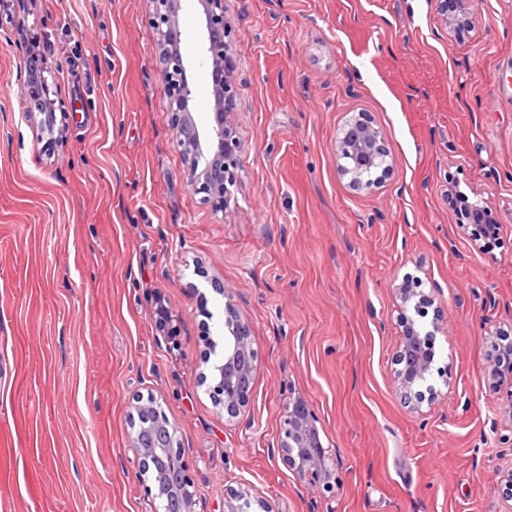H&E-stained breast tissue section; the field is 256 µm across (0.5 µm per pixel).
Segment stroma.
Listing matches in <instances>:
<instances>
[{
	"label": "stroma",
	"mask_w": 512,
	"mask_h": 512,
	"mask_svg": "<svg viewBox=\"0 0 512 512\" xmlns=\"http://www.w3.org/2000/svg\"><path fill=\"white\" fill-rule=\"evenodd\" d=\"M152 17L150 0H0V512H157L131 447L148 394L177 426L195 512L233 490L274 512H512L487 357L512 334V0H473L460 37L438 0H227L241 148L224 214L186 179ZM179 23L204 128L198 0ZM35 40L66 110L51 134L20 93ZM359 113L389 152L371 193L336 165ZM454 183L494 209L491 249L459 226ZM406 276L434 298L424 323L445 324L441 396L417 413L391 364ZM219 284L259 352L231 421L201 382L224 340ZM297 395L340 461L334 492L278 453Z\"/></svg>",
	"instance_id": "1"
}]
</instances>
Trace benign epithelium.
<instances>
[{"mask_svg":"<svg viewBox=\"0 0 512 512\" xmlns=\"http://www.w3.org/2000/svg\"><path fill=\"white\" fill-rule=\"evenodd\" d=\"M443 25L454 31L467 26L471 0H438ZM153 5V23L160 48L161 84L169 100L170 125L176 146L187 163L186 176L194 190L202 195L204 203L215 211L225 212L230 203L227 185L235 179L236 156L241 148L234 123L237 87L236 69L231 64L229 27L226 21L225 0H199L204 16L201 52L210 64L212 88V118L205 130H200L191 114L193 90L188 79L191 63L181 49L179 11L181 0H150ZM52 75L49 58L40 48H27L23 81L20 90L28 104L30 117L38 120L41 129L53 131L56 112L62 107L54 98L48 77ZM336 164L339 175L354 191H372L378 179L372 174L386 170L388 151L382 130L363 114L349 118L336 138ZM458 215L460 226L471 230L473 240L492 237L498 230L490 206L472 200L458 187L448 189ZM216 291L224 296V330L231 339L224 343V359L202 375L213 403L222 409L228 420L237 418L249 400L258 351L248 323L233 304V293L220 285ZM398 301V316L403 334L394 356V377L402 397L415 412L423 403L433 404L440 391L433 384L434 375L442 374L435 366V338L443 330L441 317L431 322L432 329L424 330L417 323L423 314V305L432 303L431 297L413 286L409 279L394 288ZM489 374L498 383L512 387V357L497 353ZM159 407L153 396L139 397L133 404L131 445L138 457L139 476L147 482L153 460L161 459L164 470L156 476L148 493L167 487L168 502L177 512H194L197 491L186 474L184 456L177 440V428L168 417L154 416ZM279 451L283 462L306 485L331 492L338 483L337 464L331 450L321 442L317 420L307 401L295 396L288 399L280 426ZM227 512H274L262 497H253L245 491H233L225 501Z\"/></svg>","mask_w":512,"mask_h":512,"instance_id":"benign-epithelium-1","label":"benign epithelium"}]
</instances>
